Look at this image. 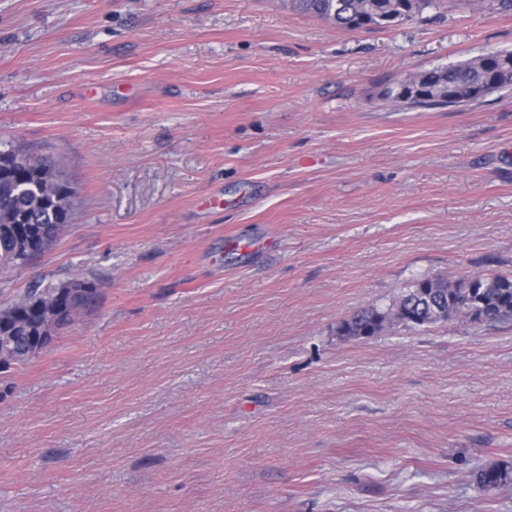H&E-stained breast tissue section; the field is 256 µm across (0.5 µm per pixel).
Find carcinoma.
Wrapping results in <instances>:
<instances>
[{
    "label": "carcinoma",
    "instance_id": "1",
    "mask_svg": "<svg viewBox=\"0 0 512 512\" xmlns=\"http://www.w3.org/2000/svg\"><path fill=\"white\" fill-rule=\"evenodd\" d=\"M299 7L339 28L353 29L361 26L384 27L408 20L419 12L427 0H296ZM423 92L420 107L445 108L448 87L469 89L497 79L498 89L512 87V52L499 51L448 67H436L418 72ZM37 194L33 185L20 177L0 180V226L26 223L41 226L45 248L35 254L16 249L14 242L0 235V283L10 281L13 273L41 256L57 241L67 224L71 223V206L61 196L57 206L36 207ZM55 286L34 289L0 306V320L12 322V317L24 313L39 297L50 293ZM448 321L466 324L512 323V276L500 273L481 274L478 287L473 292L463 288V279L448 277L421 278L393 306L384 309L376 306L364 308L343 320L337 334L353 340L368 339L381 334L386 324L397 322L410 327L429 328ZM38 332V322L26 318L20 327L0 328V337L16 336L12 363L23 364L31 356L23 350L20 337ZM472 482L483 494L497 493L512 487V467L497 464L475 468Z\"/></svg>",
    "mask_w": 512,
    "mask_h": 512
}]
</instances>
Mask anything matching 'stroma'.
I'll return each instance as SVG.
<instances>
[{"mask_svg": "<svg viewBox=\"0 0 512 512\" xmlns=\"http://www.w3.org/2000/svg\"><path fill=\"white\" fill-rule=\"evenodd\" d=\"M499 50L500 0L359 30L294 0H0V149L75 190L0 305L99 293L0 371V512H512L470 482L512 466V325L336 332L512 272V89L381 95ZM58 288L61 290L62 303L60 307L53 308L48 312V323L51 328L50 335L53 336L55 332L68 324L70 318V310L76 307L80 301L89 298L92 294V288L89 286V284L77 280H68L62 282L58 285ZM97 295L98 292L94 297L88 300V302L77 306L76 315L80 311L88 309L93 303H95ZM75 317L70 321V323L75 320Z\"/></svg>", "mask_w": 512, "mask_h": 512, "instance_id": "obj_1", "label": "stroma"}]
</instances>
